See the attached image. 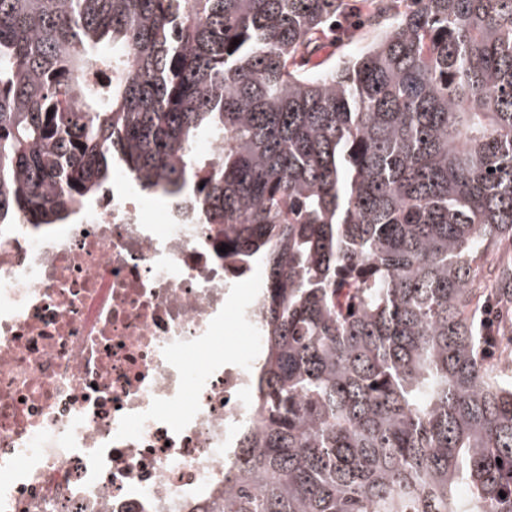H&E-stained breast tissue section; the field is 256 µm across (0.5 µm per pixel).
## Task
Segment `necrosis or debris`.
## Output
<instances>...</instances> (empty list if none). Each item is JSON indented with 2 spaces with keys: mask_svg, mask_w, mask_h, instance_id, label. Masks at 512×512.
Masks as SVG:
<instances>
[{
  "mask_svg": "<svg viewBox=\"0 0 512 512\" xmlns=\"http://www.w3.org/2000/svg\"><path fill=\"white\" fill-rule=\"evenodd\" d=\"M124 180L75 224H0V512H195L224 493L254 358L210 225ZM196 366H188L187 355ZM259 270L263 277L260 267ZM260 273L258 272V281L262 283ZM258 281L253 274L238 281L231 301L225 310L224 348L232 351L237 356L249 354L253 350L254 343L251 336L238 328L235 321V310L248 299Z\"/></svg>",
  "mask_w": 512,
  "mask_h": 512,
  "instance_id": "4bbe7bcc",
  "label": "necrosis or debris"
}]
</instances>
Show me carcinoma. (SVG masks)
Wrapping results in <instances>:
<instances>
[{
    "label": "carcinoma",
    "instance_id": "carcinoma-1",
    "mask_svg": "<svg viewBox=\"0 0 512 512\" xmlns=\"http://www.w3.org/2000/svg\"><path fill=\"white\" fill-rule=\"evenodd\" d=\"M366 3L378 41L311 72L350 0H0V224L66 223L118 162L263 267L204 512H512V336L478 322L512 296L482 262L512 238V0Z\"/></svg>",
    "mask_w": 512,
    "mask_h": 512
}]
</instances>
